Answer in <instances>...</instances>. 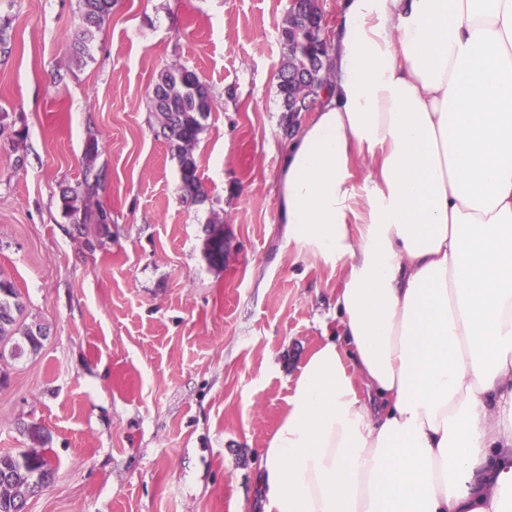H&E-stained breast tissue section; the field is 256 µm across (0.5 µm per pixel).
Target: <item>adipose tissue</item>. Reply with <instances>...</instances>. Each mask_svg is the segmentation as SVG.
Returning <instances> with one entry per match:
<instances>
[{
	"instance_id": "1",
	"label": "adipose tissue",
	"mask_w": 512,
	"mask_h": 512,
	"mask_svg": "<svg viewBox=\"0 0 512 512\" xmlns=\"http://www.w3.org/2000/svg\"><path fill=\"white\" fill-rule=\"evenodd\" d=\"M331 64L278 221L344 264L340 333L256 512H512V0H341Z\"/></svg>"
}]
</instances>
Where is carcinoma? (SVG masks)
Returning <instances> with one entry per match:
<instances>
[{"label": "carcinoma", "instance_id": "carcinoma-1", "mask_svg": "<svg viewBox=\"0 0 512 512\" xmlns=\"http://www.w3.org/2000/svg\"><path fill=\"white\" fill-rule=\"evenodd\" d=\"M85 29L73 44L74 55L88 54L93 29L112 11L113 0H81ZM305 9L290 6L288 17L280 32L284 49L282 66L278 72L277 89L283 111H289L292 100L311 95L315 82L331 84V73L318 71L311 74L308 84L293 82L291 76L303 63L300 54L308 53L307 46L317 41L312 0H305ZM213 98L209 86L196 70L186 64H172L160 70L152 90V108L161 133L178 159L180 191L183 202L196 204L203 201L205 191L198 172L194 150L203 130V121L212 110ZM101 180L98 173L84 178V188H66L60 195L61 208L68 216L76 215L84 206V194L91 192ZM204 255L212 265L224 264V237L212 230L204 243ZM22 302L11 281L0 278V361L24 355L35 356L47 338V328L40 323H19L17 314ZM48 458L36 452L28 453L20 462L14 453H0V512H26L28 500L49 480L52 467Z\"/></svg>", "mask_w": 512, "mask_h": 512}]
</instances>
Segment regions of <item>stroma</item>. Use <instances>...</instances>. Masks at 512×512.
Wrapping results in <instances>:
<instances>
[{
	"instance_id": "obj_1",
	"label": "stroma",
	"mask_w": 512,
	"mask_h": 512,
	"mask_svg": "<svg viewBox=\"0 0 512 512\" xmlns=\"http://www.w3.org/2000/svg\"><path fill=\"white\" fill-rule=\"evenodd\" d=\"M288 7L114 0L78 61L80 0H0V113L23 130L0 141V276L49 330L37 356L0 362V452L54 463L28 512H248L293 377L336 333L344 279L278 222L283 144L311 118L284 116L277 94ZM178 62L213 94L195 206L150 107ZM89 169L102 179L84 204L109 221L80 233L60 193ZM216 217L220 266L203 253Z\"/></svg>"
}]
</instances>
